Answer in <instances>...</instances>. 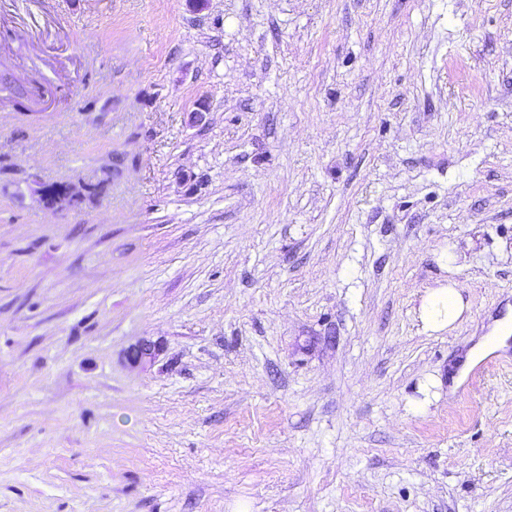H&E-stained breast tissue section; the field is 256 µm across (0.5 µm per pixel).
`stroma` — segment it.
<instances>
[{
	"instance_id": "stroma-1",
	"label": "stroma",
	"mask_w": 512,
	"mask_h": 512,
	"mask_svg": "<svg viewBox=\"0 0 512 512\" xmlns=\"http://www.w3.org/2000/svg\"><path fill=\"white\" fill-rule=\"evenodd\" d=\"M0 74V512H512V0H0ZM467 286L457 279L439 283L422 298L417 308L418 319L425 331L440 332L453 329L468 310L463 293Z\"/></svg>"
}]
</instances>
